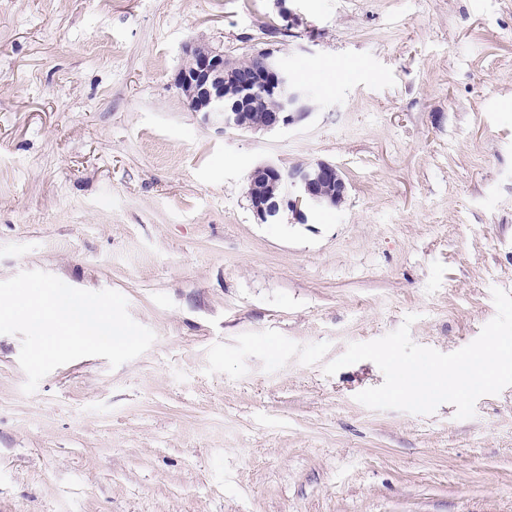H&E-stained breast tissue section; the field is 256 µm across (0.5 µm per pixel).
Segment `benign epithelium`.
<instances>
[{"mask_svg": "<svg viewBox=\"0 0 512 512\" xmlns=\"http://www.w3.org/2000/svg\"><path fill=\"white\" fill-rule=\"evenodd\" d=\"M174 85L193 112L226 128L249 131L244 110L258 107L263 98L274 100L261 127L267 131L287 128L306 120L312 109L309 96L285 65L279 51L261 49L249 64H229L224 52L202 43L183 48L182 64ZM346 182L332 163L316 161L285 168L274 161L257 164L248 176V198L262 223L277 221L284 212L303 222L306 211L339 205Z\"/></svg>", "mask_w": 512, "mask_h": 512, "instance_id": "obj_1", "label": "benign epithelium"}]
</instances>
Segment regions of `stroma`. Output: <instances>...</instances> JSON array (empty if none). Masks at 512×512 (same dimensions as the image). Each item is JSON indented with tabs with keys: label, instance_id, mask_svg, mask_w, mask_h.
Wrapping results in <instances>:
<instances>
[{
	"label": "stroma",
	"instance_id": "stroma-1",
	"mask_svg": "<svg viewBox=\"0 0 512 512\" xmlns=\"http://www.w3.org/2000/svg\"><path fill=\"white\" fill-rule=\"evenodd\" d=\"M190 41L279 50L312 115L204 122ZM267 159L333 163L344 202L260 223ZM30 270L156 339L27 395L0 335V512H512V386L459 420L358 403L371 361L323 371L410 314L454 352L512 292V0H0V281Z\"/></svg>",
	"mask_w": 512,
	"mask_h": 512
}]
</instances>
